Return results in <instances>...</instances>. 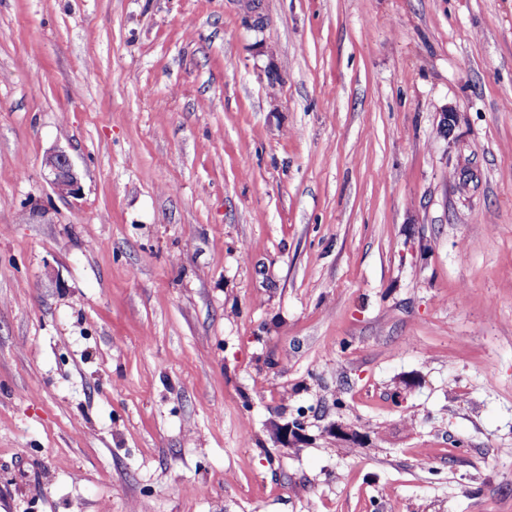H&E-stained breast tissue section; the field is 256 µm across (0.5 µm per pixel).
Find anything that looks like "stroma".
Here are the masks:
<instances>
[{"label":"stroma","instance_id":"1","mask_svg":"<svg viewBox=\"0 0 512 512\" xmlns=\"http://www.w3.org/2000/svg\"><path fill=\"white\" fill-rule=\"evenodd\" d=\"M0 512H512V0H0ZM50 179L49 184L53 192L60 198L77 196L81 190L74 167L62 151L48 154L44 159Z\"/></svg>","mask_w":512,"mask_h":512}]
</instances>
